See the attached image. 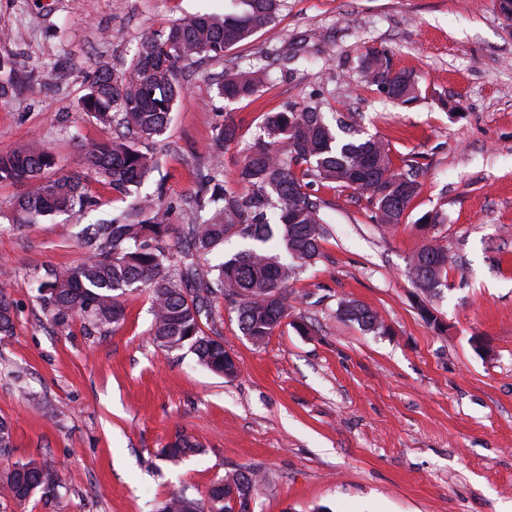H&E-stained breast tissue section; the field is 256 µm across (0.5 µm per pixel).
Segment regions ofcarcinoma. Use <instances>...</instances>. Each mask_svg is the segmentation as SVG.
<instances>
[{
  "mask_svg": "<svg viewBox=\"0 0 512 512\" xmlns=\"http://www.w3.org/2000/svg\"><path fill=\"white\" fill-rule=\"evenodd\" d=\"M239 4L238 12L198 13L145 38L124 73L101 65L87 75L79 111L105 127L115 121L121 131L82 145L84 171L51 175L58 167L57 157L38 142L0 153V185L35 184L16 201L22 224L95 205L84 187L86 171L130 199L115 217L83 229L79 263L53 272L39 285V299L57 327L68 328L76 317L97 328L116 324L124 316L121 298L144 288L151 298L152 342L165 351L187 346L200 365L224 376L236 375L238 366L227 357L223 338L202 329L204 300L224 296V303L236 313L240 332L253 343L262 344L273 335L288 317L289 282L322 253L325 219L305 192L310 183L367 196L376 221L387 226L401 222L420 189L415 170L394 168L387 144L358 136L341 117L329 123L313 102L267 113L258 144L237 170L236 183L243 190L226 187L220 165L212 167L205 175L210 196L194 199L199 208H211L212 214L188 225L183 238L172 239L168 217L173 206L160 196H139L138 188L160 167L152 144L166 132L182 94V65L197 56L224 57V52L270 24L282 0H239ZM362 77L396 104L418 99L411 74L394 69L380 50L366 53ZM263 83L259 69L229 72L218 85V95L228 101L249 99ZM235 135L230 125L216 126L210 148L220 153ZM234 238L241 247L224 252ZM213 253L222 254L221 260L203 265L202 260ZM408 266L421 294L417 302L421 316L434 324L437 318L424 302L448 287V251L428 243L413 254ZM339 311L365 331L387 330L377 312L356 301L340 303ZM13 330L12 304L0 293V336H11ZM199 452L196 442L179 435L163 454L177 460ZM258 486L256 470H239L230 483L214 482L204 498L173 494L161 510L233 512L232 488L254 493ZM59 488L56 475L34 461L16 463L0 475V496L19 507L36 495L56 499Z\"/></svg>",
  "mask_w": 512,
  "mask_h": 512,
  "instance_id": "carcinoma-1",
  "label": "carcinoma"
}]
</instances>
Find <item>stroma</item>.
Returning a JSON list of instances; mask_svg holds the SVG:
<instances>
[{"instance_id":"35a3bbf8","label":"stroma","mask_w":512,"mask_h":512,"mask_svg":"<svg viewBox=\"0 0 512 512\" xmlns=\"http://www.w3.org/2000/svg\"><path fill=\"white\" fill-rule=\"evenodd\" d=\"M234 7L0 0V59L14 81L0 103V152L38 139L61 171L81 170L82 142L110 133L77 107L86 74L101 64L123 72L146 37ZM370 48L412 74L416 102L362 85ZM246 68L265 73L259 95L220 98L224 73ZM184 76L156 145L161 167L140 189L163 193L174 228L201 217L188 202L217 123L237 128L218 157L231 185L264 115L312 99L326 118L344 114L389 144L396 167L417 168L419 193L388 228L354 191L310 187L329 233L319 261L288 285V323L256 345L222 296L206 303L205 331L239 366L225 377L190 350L152 344L144 290L124 295L118 324L99 331L77 319L58 330L37 282L76 265L78 231L123 202L90 175L96 210L22 224L19 188L0 187V293L15 322L0 337V418L14 443L0 474L32 460L61 483L59 500L20 509L0 497V512H156L172 494L204 497L247 468L263 477L253 512H512V22L498 0H284L273 24ZM427 213L433 223H421ZM429 242L449 256V286L430 300L436 326L407 275ZM347 300L377 311L387 332L340 317ZM180 433L201 451L172 462L163 450Z\"/></svg>"}]
</instances>
